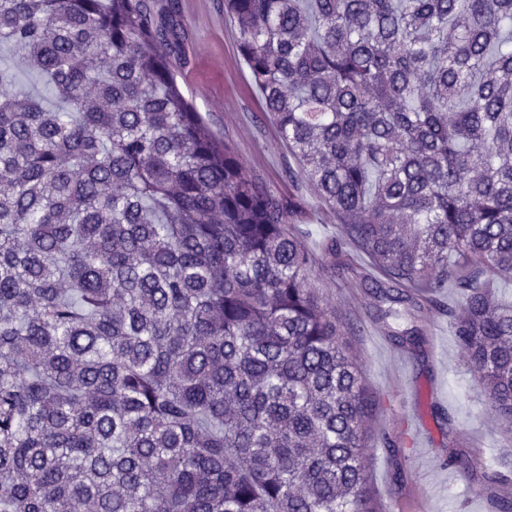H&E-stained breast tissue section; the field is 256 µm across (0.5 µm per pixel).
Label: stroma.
<instances>
[{"label": "stroma", "instance_id": "stroma-1", "mask_svg": "<svg viewBox=\"0 0 512 512\" xmlns=\"http://www.w3.org/2000/svg\"><path fill=\"white\" fill-rule=\"evenodd\" d=\"M178 4L190 32L189 64L178 72L186 95L255 174L297 202L295 221L308 231L306 245L317 248L338 234L336 217L307 183L289 181L296 162L262 110L261 94L236 48V30L224 20V0ZM311 282L350 331L351 351L376 397L370 418L374 434L395 441L405 423L420 427V446H406L398 456L373 443L367 471L375 498L393 499L400 512H488L487 500L471 490L484 474L512 479V432L480 394L447 315L435 313L422 323L424 344L413 353L375 321L374 284L346 283L325 260ZM452 444L470 454L472 472L448 468L445 455Z\"/></svg>", "mask_w": 512, "mask_h": 512}]
</instances>
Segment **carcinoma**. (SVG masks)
Wrapping results in <instances>:
<instances>
[{
    "instance_id": "obj_1",
    "label": "carcinoma",
    "mask_w": 512,
    "mask_h": 512,
    "mask_svg": "<svg viewBox=\"0 0 512 512\" xmlns=\"http://www.w3.org/2000/svg\"><path fill=\"white\" fill-rule=\"evenodd\" d=\"M224 20L288 177L336 214L323 258L380 270L413 318L453 283L512 422V305L479 276L512 270V0H224ZM189 38L176 0H0V512H376L374 396L295 204L182 93ZM497 482L478 489L512 512Z\"/></svg>"
}]
</instances>
